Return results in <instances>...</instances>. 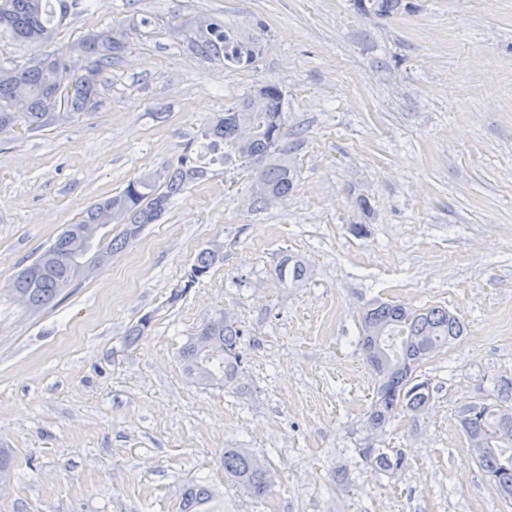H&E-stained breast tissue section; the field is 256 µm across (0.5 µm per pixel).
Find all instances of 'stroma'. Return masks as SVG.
Listing matches in <instances>:
<instances>
[{"label": "stroma", "instance_id": "35a3bbf8", "mask_svg": "<svg viewBox=\"0 0 512 512\" xmlns=\"http://www.w3.org/2000/svg\"><path fill=\"white\" fill-rule=\"evenodd\" d=\"M411 3L375 17L351 0H104L66 16L44 52L116 19L152 24L88 110L0 133V448L14 455L0 512H181L193 482L211 491L201 512H512L457 417L512 379V0ZM213 17L263 31L254 67L189 50L186 32ZM268 83L298 174L287 198L257 200L231 158L53 306L10 296L89 205L141 176L164 186L213 117ZM287 255L309 267L302 287L275 277ZM378 300L448 308L467 331L422 366L420 419L374 434L357 338ZM220 309L243 330L235 393L192 383L179 359ZM370 445L404 452V467L376 472ZM240 446L271 465L265 497L224 479Z\"/></svg>", "mask_w": 512, "mask_h": 512}]
</instances>
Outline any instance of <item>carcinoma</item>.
<instances>
[{
  "label": "carcinoma",
  "mask_w": 512,
  "mask_h": 512,
  "mask_svg": "<svg viewBox=\"0 0 512 512\" xmlns=\"http://www.w3.org/2000/svg\"><path fill=\"white\" fill-rule=\"evenodd\" d=\"M403 0H354L363 15L389 16L397 12ZM90 0H0V33L35 49L52 37L54 18L69 12H83ZM135 29L118 20L99 31H88L66 53L36 54L12 69L0 68V131L24 121L34 128L63 121L72 112H83L95 98L102 74L130 43ZM191 50L200 56L218 54L222 43L224 66L247 68L261 55L260 36L241 34L218 19L204 20L187 37ZM26 109L16 111V102ZM282 91L268 84L249 94L217 118L208 133L211 147L224 149L244 160L254 174V182L263 185L259 198L270 202L288 196L293 188L294 170L284 158L285 131ZM204 175L196 159L184 157L159 188L149 177L131 179L114 195L90 206L81 219L69 224L31 265L41 266L40 278L29 279L19 270L8 284L16 301L25 309L38 311L51 305L74 277L64 275L63 263L81 272L96 257H88L92 244L71 254L70 240L86 224H124L126 228L112 238L108 253L123 249L148 225L167 211L173 197L185 185ZM218 258L216 250L198 252L189 274H206ZM285 286L297 287L307 278L305 262L285 256L275 268ZM464 325L447 309L431 306L409 309L402 304L379 302L361 319L358 344L366 355L374 376V395L367 411V427L383 430L400 413L413 417L428 409L432 393L429 380L418 370L434 354L463 335ZM243 330L228 313L220 311L203 323L180 350L187 377L199 385L219 384L239 389L240 338ZM468 440L484 439L472 448L478 467L494 483L503 497L512 500V381L501 380L495 403H466L457 412ZM365 459L377 469L396 471L404 465V455L390 454L381 448L362 449ZM224 474L244 492L261 497L272 484L268 464L248 448H226L222 458ZM210 498V490L201 483L186 486L182 493V512H197Z\"/></svg>",
  "instance_id": "1"
}]
</instances>
